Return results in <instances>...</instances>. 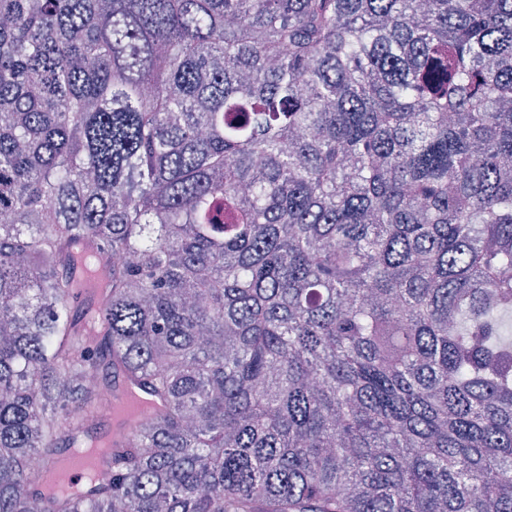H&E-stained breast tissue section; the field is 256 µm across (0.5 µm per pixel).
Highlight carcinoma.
Here are the masks:
<instances>
[{"label": "carcinoma", "mask_w": 512, "mask_h": 512, "mask_svg": "<svg viewBox=\"0 0 512 512\" xmlns=\"http://www.w3.org/2000/svg\"><path fill=\"white\" fill-rule=\"evenodd\" d=\"M507 312L512 0H0V512H512ZM120 407L126 409L127 412L117 418L116 410ZM132 407H136L138 410L149 409L150 412L145 415L146 418L154 417L164 410V404L148 394L138 380L124 376L116 377L112 383V391L108 394L102 406L96 408L97 415L104 422L108 423L109 419L112 420V438H109L111 448H120L121 442L137 429H132L129 424L133 419L143 416L144 413L131 415L128 411ZM111 448L93 459H84L75 455L69 457L65 467L67 479L69 480V475L72 472L83 471L87 473L91 467L99 470L100 475L106 474L111 469Z\"/></svg>", "instance_id": "carcinoma-1"}]
</instances>
